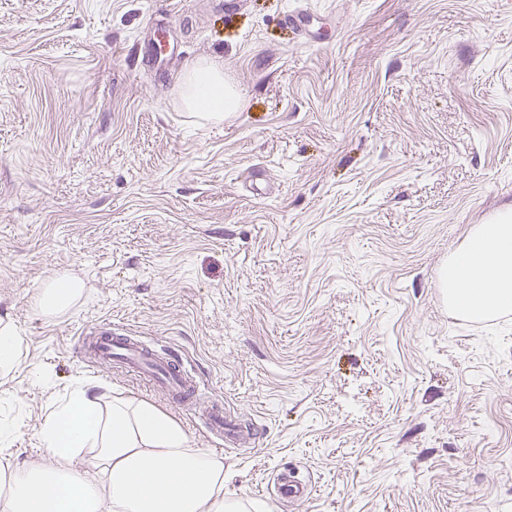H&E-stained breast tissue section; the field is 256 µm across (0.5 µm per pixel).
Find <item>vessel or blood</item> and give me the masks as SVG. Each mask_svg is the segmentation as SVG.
I'll list each match as a JSON object with an SVG mask.
<instances>
[{"label":"vessel or blood","instance_id":"vessel-or-blood-1","mask_svg":"<svg viewBox=\"0 0 512 512\" xmlns=\"http://www.w3.org/2000/svg\"><path fill=\"white\" fill-rule=\"evenodd\" d=\"M80 356H92L102 367L146 379L161 390L175 405L201 406V418L208 434L228 447L250 446L251 435L243 433L233 424L229 412L220 402L200 404V384L186 371L181 359L160 354L154 347L122 330L95 333L91 341L78 345ZM313 486L309 481L296 478L291 472L279 475L276 494L295 503L309 499Z\"/></svg>","mask_w":512,"mask_h":512}]
</instances>
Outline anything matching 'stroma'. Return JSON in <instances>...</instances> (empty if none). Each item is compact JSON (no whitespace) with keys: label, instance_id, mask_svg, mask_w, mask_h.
I'll return each mask as SVG.
<instances>
[{"label":"stroma","instance_id":"obj_1","mask_svg":"<svg viewBox=\"0 0 512 512\" xmlns=\"http://www.w3.org/2000/svg\"><path fill=\"white\" fill-rule=\"evenodd\" d=\"M300 5L316 41L284 21ZM203 58L243 94L218 123L180 97ZM505 201L512 0H0L8 462L45 461L44 417L91 379L222 455L225 494L286 469L314 484L260 496L270 512H512V316L438 302L449 253ZM55 275L84 292L43 316ZM109 327L180 355L253 446L77 358ZM20 334L9 322L0 319V375L9 372L19 361ZM275 488L279 498L295 503L308 500L313 491L309 481L298 479L288 471L279 475Z\"/></svg>","mask_w":512,"mask_h":512}]
</instances>
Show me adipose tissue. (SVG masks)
Instances as JSON below:
<instances>
[{"instance_id":"obj_1","label":"adipose tissue","mask_w":512,"mask_h":512,"mask_svg":"<svg viewBox=\"0 0 512 512\" xmlns=\"http://www.w3.org/2000/svg\"><path fill=\"white\" fill-rule=\"evenodd\" d=\"M186 108L207 120L234 111L241 93L212 61L192 64L182 80ZM455 312L485 320L512 311V223L476 224L440 276ZM80 280L51 279L38 296L46 316L67 310ZM48 459L0 464V512H267L246 496L224 493V459L194 448L171 416L133 398L103 404L92 382L79 384L46 416Z\"/></svg>"}]
</instances>
